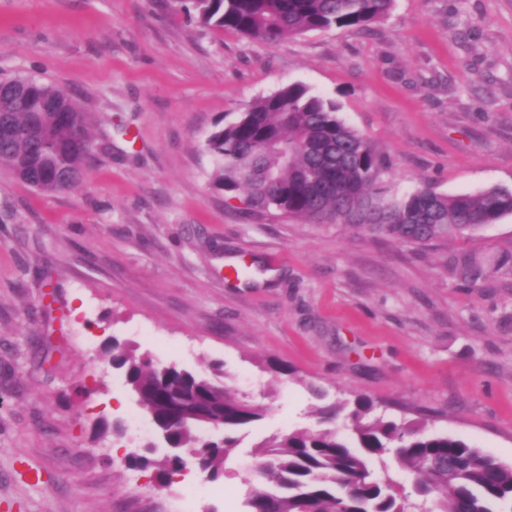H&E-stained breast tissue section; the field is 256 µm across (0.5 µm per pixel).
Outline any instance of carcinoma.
Segmentation results:
<instances>
[{
    "label": "carcinoma",
    "instance_id": "carcinoma-1",
    "mask_svg": "<svg viewBox=\"0 0 512 512\" xmlns=\"http://www.w3.org/2000/svg\"><path fill=\"white\" fill-rule=\"evenodd\" d=\"M206 27L273 43L286 35L330 29L365 31L388 16L395 0H173ZM339 106L300 82L281 86L248 104L206 142L216 162L212 184L241 196L247 210H275L310 223L343 224L399 243L427 246L466 237L512 216V190L444 194L429 186L388 199L380 183L383 156L338 115ZM91 161L84 114L66 90L32 77L0 79V163L46 194L78 185ZM505 265L474 254L454 260L452 274L474 286ZM122 371L144 410L170 412L174 386L224 420V439L200 446L199 428L178 443L199 455L203 476L219 478L238 447L237 433L262 419L266 407L246 403L223 383L157 365L113 340L103 351ZM364 399L336 400L317 410L318 428L296 429L261 445L272 462L247 505L249 512H405L409 496L374 461L393 456L413 478L412 512H512V465L460 438L428 433L373 415ZM341 412L352 424L346 438L323 424ZM164 485L183 468L181 458L152 461Z\"/></svg>",
    "mask_w": 512,
    "mask_h": 512
}]
</instances>
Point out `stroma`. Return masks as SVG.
<instances>
[{
  "instance_id": "stroma-1",
  "label": "stroma",
  "mask_w": 512,
  "mask_h": 512,
  "mask_svg": "<svg viewBox=\"0 0 512 512\" xmlns=\"http://www.w3.org/2000/svg\"><path fill=\"white\" fill-rule=\"evenodd\" d=\"M1 76L64 88L92 163L58 194L0 164V512H175L187 495L247 512L258 445L339 397L512 463V217L418 248L254 213L212 186L206 149L297 81L387 159L386 198L510 189L512 0H395L369 30L272 44L170 0H0ZM461 253L507 264L467 287ZM114 336L267 406L217 481L191 468L162 488L130 466L155 434L102 357Z\"/></svg>"
}]
</instances>
